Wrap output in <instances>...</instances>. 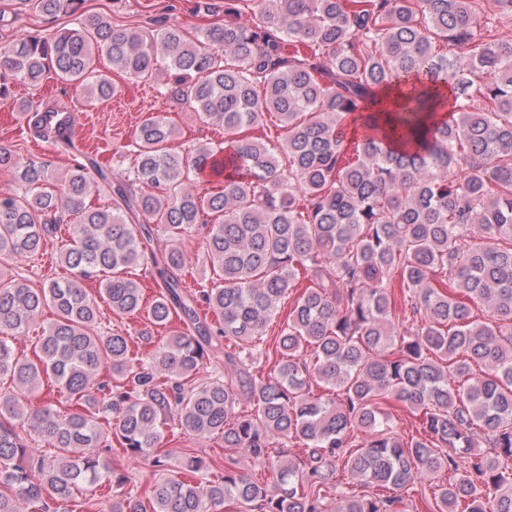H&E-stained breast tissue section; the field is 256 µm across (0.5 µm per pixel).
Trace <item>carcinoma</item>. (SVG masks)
Segmentation results:
<instances>
[{
    "label": "carcinoma",
    "mask_w": 512,
    "mask_h": 512,
    "mask_svg": "<svg viewBox=\"0 0 512 512\" xmlns=\"http://www.w3.org/2000/svg\"><path fill=\"white\" fill-rule=\"evenodd\" d=\"M10 2L75 15L83 0ZM478 2L224 0V19L194 42L175 20L115 30L86 17L0 45L1 99L52 71L108 100L115 87L93 75L104 54L134 79L162 73L158 93L223 126L229 143L176 146L149 112L131 171L84 154L62 180L0 147V168L22 185L0 194V269L79 215L60 252L68 278H0V512H74L80 490L103 484L105 512H219L226 500L240 512H391L396 499L379 490L445 470L454 478L434 512H512V38L492 23L512 17V0H485L491 13ZM23 111L38 138L70 145L52 111ZM270 114L275 141L239 136ZM358 121L362 134L350 132ZM205 172L218 185L192 187ZM99 183L115 208L86 207ZM199 224L212 277L196 290L180 276L181 240ZM147 263L160 293L145 308L134 271ZM301 274L309 286L263 376L260 336ZM399 298L420 320L400 321ZM101 300L139 327L102 334ZM49 306L33 357L18 356L7 337L26 336ZM174 315L184 330L136 360L131 336L147 341ZM222 339L224 365L200 375ZM50 377L72 408L28 403ZM391 399L419 414L416 434L393 429ZM171 422L223 438L270 478L218 476L200 456L184 458L189 477L168 473L159 445ZM114 438L160 469L145 496L111 467ZM482 442L490 452H474ZM295 445L297 462L284 451ZM339 464L372 492L326 501Z\"/></svg>",
    "instance_id": "cac0c4a2"
}]
</instances>
